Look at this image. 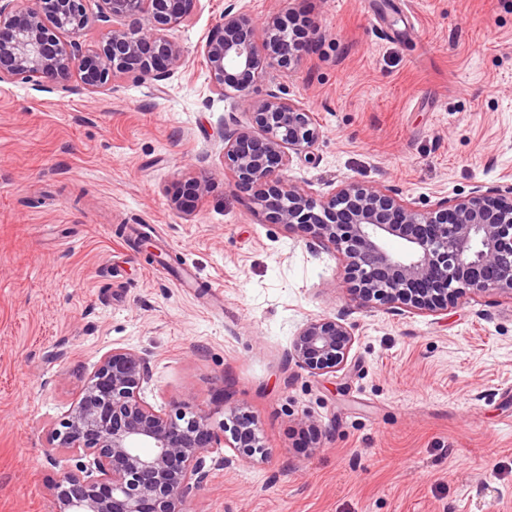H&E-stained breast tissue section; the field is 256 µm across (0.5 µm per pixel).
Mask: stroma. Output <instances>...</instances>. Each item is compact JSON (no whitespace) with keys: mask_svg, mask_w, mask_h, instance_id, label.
<instances>
[{"mask_svg":"<svg viewBox=\"0 0 512 512\" xmlns=\"http://www.w3.org/2000/svg\"><path fill=\"white\" fill-rule=\"evenodd\" d=\"M240 4L316 26L282 79L321 126L288 170L312 196L352 179L426 210L512 185V0ZM223 11L200 0L172 30L187 65L157 88L0 83V512H50L75 465L49 463L51 436L120 349L148 354L155 410L261 426L267 459L210 465L190 512H512V294L394 313L343 288L334 250L263 223L224 169L232 98L202 53ZM192 176L206 195L174 208ZM337 316L354 334L344 369L288 362L307 320Z\"/></svg>","mask_w":512,"mask_h":512,"instance_id":"1","label":"stroma"}]
</instances>
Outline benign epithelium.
<instances>
[{"mask_svg": "<svg viewBox=\"0 0 512 512\" xmlns=\"http://www.w3.org/2000/svg\"><path fill=\"white\" fill-rule=\"evenodd\" d=\"M198 2L98 0L99 20L112 23V35L84 49L77 37L88 25L85 0H0V82L38 77L62 94L98 93L113 77L131 75L157 87L185 65L170 30ZM264 31L259 45L254 19L238 0H224L203 45L212 85L249 117L246 126L234 116L224 123V169L253 191L264 222L304 233L312 251L336 250L347 287L392 311L440 313L467 293H512V186L478 185L462 199L420 210L391 186L347 180L317 199L286 178L293 158L312 153L321 129L285 85L255 96L259 82L288 72L299 47L298 31L280 15L268 17ZM206 191V182L190 177L170 201L180 207ZM391 238L403 242V252L386 248ZM351 346L341 318H311L287 360L314 374L336 372ZM148 380L149 362L139 352L103 358L46 450L54 464L62 451L77 458L52 485L56 512H189L192 493L209 476L212 449L267 459L253 419L232 410L220 435L204 413L147 405L140 391Z\"/></svg>", "mask_w": 512, "mask_h": 512, "instance_id": "1", "label": "benign epithelium"}]
</instances>
